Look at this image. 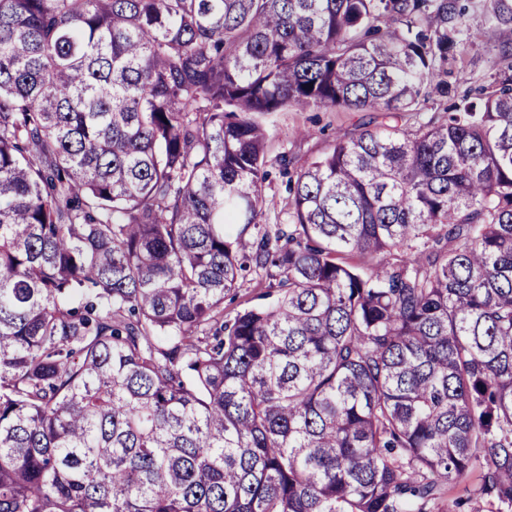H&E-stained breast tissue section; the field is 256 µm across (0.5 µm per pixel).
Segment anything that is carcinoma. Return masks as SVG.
<instances>
[{
	"label": "carcinoma",
	"instance_id": "1",
	"mask_svg": "<svg viewBox=\"0 0 512 512\" xmlns=\"http://www.w3.org/2000/svg\"><path fill=\"white\" fill-rule=\"evenodd\" d=\"M0 0V512H512V0ZM290 107L383 121L288 183ZM262 302L224 319L243 272ZM466 24L472 28H482L488 31L483 42L471 49L465 56L457 61L445 66L448 74L445 79L452 87L463 91L470 87H475L487 80L492 72L495 51L492 50L494 42L490 38V29L486 26L484 16L476 7L472 8L465 18Z\"/></svg>",
	"mask_w": 512,
	"mask_h": 512
}]
</instances>
